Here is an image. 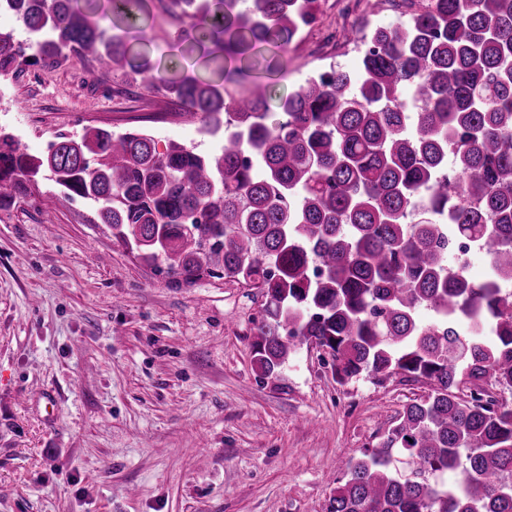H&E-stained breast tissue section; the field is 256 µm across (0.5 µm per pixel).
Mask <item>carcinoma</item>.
Listing matches in <instances>:
<instances>
[{"instance_id":"carcinoma-1","label":"carcinoma","mask_w":512,"mask_h":512,"mask_svg":"<svg viewBox=\"0 0 512 512\" xmlns=\"http://www.w3.org/2000/svg\"><path fill=\"white\" fill-rule=\"evenodd\" d=\"M79 2L0 0L27 35L0 32V78L74 58L103 76L127 66L218 146L86 126L36 157L0 132V181L17 198L44 179L83 199L168 278L256 289L263 379L314 340L340 384L428 383L349 463L329 512H512V405L486 390H512V0H388L394 19L353 31L357 74L333 66L274 109L241 86L320 0H168L178 41L218 82L136 60L146 0H107L98 18ZM461 237L488 255V278L449 266Z\"/></svg>"}]
</instances>
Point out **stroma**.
<instances>
[{
	"label": "stroma",
	"instance_id": "35a3bbf8",
	"mask_svg": "<svg viewBox=\"0 0 512 512\" xmlns=\"http://www.w3.org/2000/svg\"><path fill=\"white\" fill-rule=\"evenodd\" d=\"M322 0L315 28L254 79L279 98L308 75L358 68L342 31L370 16ZM144 36L163 74L177 19L147 0ZM70 61L13 79L0 129L27 153L86 126L209 142L138 74ZM262 299L204 276L176 283L116 241L94 209L49 182L0 210V512H328L351 459L378 443L425 382L345 384L303 346L261 379L251 327Z\"/></svg>",
	"mask_w": 512,
	"mask_h": 512
}]
</instances>
